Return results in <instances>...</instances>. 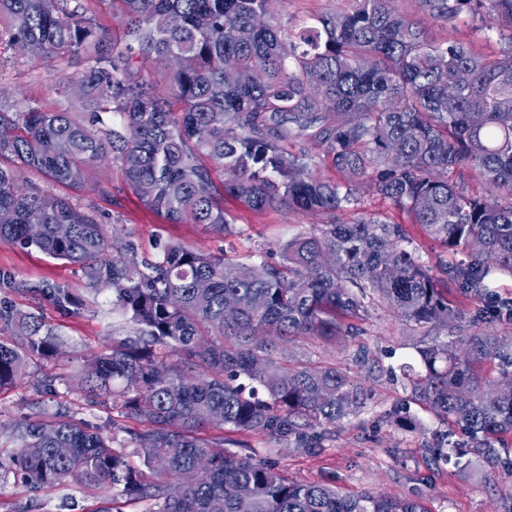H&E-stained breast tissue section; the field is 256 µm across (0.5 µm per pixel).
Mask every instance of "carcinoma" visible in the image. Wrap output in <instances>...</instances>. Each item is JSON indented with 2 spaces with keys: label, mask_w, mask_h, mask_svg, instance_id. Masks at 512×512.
<instances>
[{
  "label": "carcinoma",
  "mask_w": 512,
  "mask_h": 512,
  "mask_svg": "<svg viewBox=\"0 0 512 512\" xmlns=\"http://www.w3.org/2000/svg\"><path fill=\"white\" fill-rule=\"evenodd\" d=\"M108 3L122 34L96 19ZM279 0H0V41L20 51L41 47V63L75 61L57 92L76 105L59 111L0 100V244L35 248L80 266L87 288L112 292V310L132 334L84 359L86 404L121 409L145 428L112 424L106 435L63 412L12 425L8 469L22 482L53 488L71 480L110 485L154 512H427L417 497L291 480L276 465L200 436L216 426L322 448L330 427L365 405L362 388L335 367L286 366L280 345L298 336L332 339L366 300L393 307L410 326L463 318L440 278L411 245L409 228L364 210L362 192L389 203L459 262L441 273L460 293L489 296L496 272L512 274V0H417L399 12L393 0H354L352 10L318 18L293 41L274 11ZM464 13L481 19L501 44L495 55L448 38L428 23L451 26ZM183 67L162 89L148 71L173 55ZM470 79L448 96L458 70ZM83 87L80 97L68 84ZM303 140L312 148L292 154ZM112 157L126 187L171 224H203L234 234L224 198L254 211L283 208L351 212L262 259L259 273L224 251L168 240L149 259L132 233H109L90 212L49 192L30 190L23 169L80 187L98 161ZM329 161L341 181L321 179ZM467 166L488 195L452 179ZM226 178L216 184L214 173ZM65 315L78 314L72 292L35 288ZM506 316L490 300L477 318ZM0 324L24 343L0 339V388L15 385L32 359L58 354L56 333L32 313L0 302ZM185 354L188 374L157 355ZM417 359L401 367L409 399L458 427L468 442L442 436L434 462L493 471L494 447L512 433V339L471 336L456 352L422 336ZM497 360V379L470 364ZM68 448L61 458L54 449ZM142 459L144 477L130 462Z\"/></svg>",
  "instance_id": "carcinoma-1"
}]
</instances>
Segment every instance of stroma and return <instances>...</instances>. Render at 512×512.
Segmentation results:
<instances>
[{"instance_id": "35a3bbf8", "label": "stroma", "mask_w": 512, "mask_h": 512, "mask_svg": "<svg viewBox=\"0 0 512 512\" xmlns=\"http://www.w3.org/2000/svg\"><path fill=\"white\" fill-rule=\"evenodd\" d=\"M352 0H280L282 23L301 27L323 15L351 9ZM59 77L51 65L32 63L7 45H0V93L12 97L23 93L28 101L54 110L64 105L56 92ZM28 184L67 198L77 207L100 213L104 224L131 229L143 253L155 251L157 240L173 238L185 246L214 251L230 246L233 255L246 263L258 262L260 251L272 252L312 226L345 221L333 216L282 209L256 212L233 199L224 209L235 228L230 240L202 224H171L146 208L124 186V176L112 162L97 165L86 183L77 189L49 184L39 173H25ZM0 270L9 272L14 287L0 288V299L18 308L38 309L46 324L61 341V352L51 361H33L27 375L14 387L0 390V448L7 447V431L14 422L35 418L45 406L69 411L76 419L111 432L113 423L125 420L119 410L86 406L76 382L86 355L126 336L129 324L112 310L111 292L92 294L86 290L84 272L78 266L57 261L34 249L0 244ZM50 282L69 289L83 301L79 314L63 315L49 300L29 294L30 286ZM358 339L346 336L333 341L303 336L284 344L286 364L300 361L334 366L346 371L366 393V404L354 417L336 423L324 447L308 451L293 442L275 440L250 432H221L225 449L258 460L276 462L289 478L336 486L349 494L366 491L393 496L420 497L429 512H507L512 506V466H499L488 473L473 465L458 470L432 464L428 450L439 442L446 427L433 411L407 400L401 382L392 370L415 359L419 334L410 329L392 308L375 304L361 321ZM51 378L54 394L37 388L38 380ZM409 414L417 425L401 429L388 418L390 412ZM143 503L114 496L111 488L88 490L73 483L65 487L33 490L0 473V512H146Z\"/></svg>"}]
</instances>
